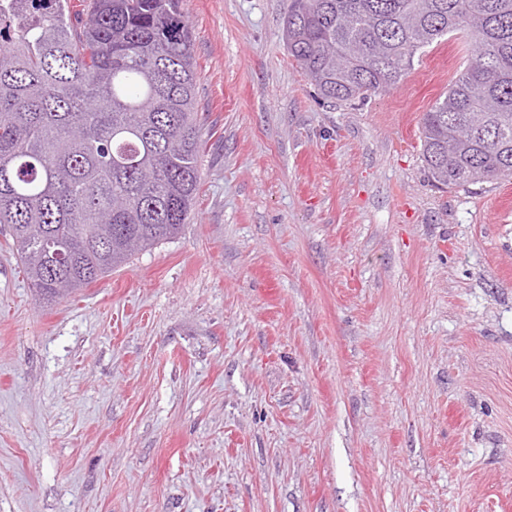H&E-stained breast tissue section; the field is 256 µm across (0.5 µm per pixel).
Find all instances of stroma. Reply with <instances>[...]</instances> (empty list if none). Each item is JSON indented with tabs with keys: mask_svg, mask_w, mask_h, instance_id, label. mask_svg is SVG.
Segmentation results:
<instances>
[{
	"mask_svg": "<svg viewBox=\"0 0 512 512\" xmlns=\"http://www.w3.org/2000/svg\"><path fill=\"white\" fill-rule=\"evenodd\" d=\"M180 2L188 224L52 303L0 235V512H512V179L420 150L466 44L339 107L287 0Z\"/></svg>",
	"mask_w": 512,
	"mask_h": 512,
	"instance_id": "stroma-1",
	"label": "stroma"
}]
</instances>
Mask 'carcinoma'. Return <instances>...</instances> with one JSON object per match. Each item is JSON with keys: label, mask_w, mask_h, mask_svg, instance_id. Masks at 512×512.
<instances>
[{"label": "carcinoma", "mask_w": 512, "mask_h": 512, "mask_svg": "<svg viewBox=\"0 0 512 512\" xmlns=\"http://www.w3.org/2000/svg\"><path fill=\"white\" fill-rule=\"evenodd\" d=\"M0 0V233L50 301L179 235L200 189L179 0ZM288 54L343 105L439 39L466 67L421 117L442 189L512 178V0H288Z\"/></svg>", "instance_id": "carcinoma-1"}]
</instances>
